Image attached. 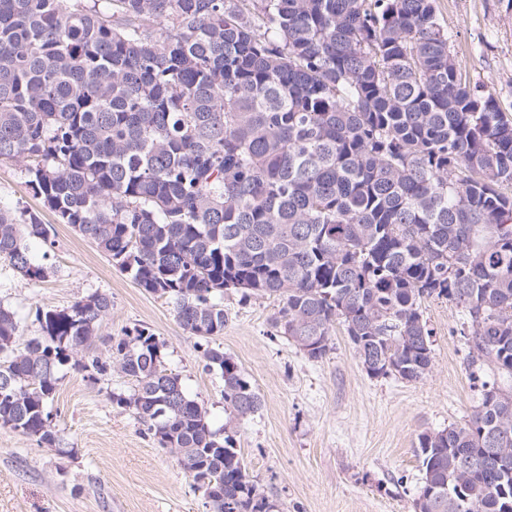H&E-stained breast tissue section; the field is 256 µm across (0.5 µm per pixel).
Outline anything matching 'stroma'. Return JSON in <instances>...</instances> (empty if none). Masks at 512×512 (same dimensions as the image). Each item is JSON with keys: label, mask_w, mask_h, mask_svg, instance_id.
<instances>
[{"label": "stroma", "mask_w": 512, "mask_h": 512, "mask_svg": "<svg viewBox=\"0 0 512 512\" xmlns=\"http://www.w3.org/2000/svg\"><path fill=\"white\" fill-rule=\"evenodd\" d=\"M451 49L471 82L512 105V0H436ZM23 163L0 161V208L38 214L49 240L29 239L46 269L32 280L0 262V305L15 311L18 344L39 334L36 308L69 307L95 292L112 308L91 353L108 360L113 342L136 327L164 345L165 363L187 393L225 430L275 512H413L422 486L418 436L463 422L482 383L512 388L490 367L472 371L460 329L465 316L442 299L423 304L433 331L431 373L417 382L368 376L343 329L320 360L308 359L274 326L275 299L226 292L224 333L216 339L258 392L262 407L236 420L224 409V381L205 370L202 342L179 324L172 300L139 288L94 244L58 223L28 187ZM116 371L99 379L64 367L51 404L68 448L56 455L34 439L0 429V512H209L173 454L145 434L111 395L130 392Z\"/></svg>", "instance_id": "35a3bbf8"}]
</instances>
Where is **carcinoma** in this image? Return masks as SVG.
Wrapping results in <instances>:
<instances>
[{"label":"carcinoma","instance_id":"obj_1","mask_svg":"<svg viewBox=\"0 0 512 512\" xmlns=\"http://www.w3.org/2000/svg\"><path fill=\"white\" fill-rule=\"evenodd\" d=\"M168 27L159 32L155 21ZM60 224L184 330L224 334V292L274 298L275 326L311 360L343 328L366 373L408 382L433 367L425 299L470 324V364L512 376V113L457 66L435 0H0V161ZM35 213L0 209V261L41 279ZM111 297L36 310L17 344L0 306V428L60 455L62 368L132 378L131 409L210 512H270L231 439L134 329L112 364L78 354ZM205 368L224 407L259 394L220 347ZM414 512H512V390L482 383L469 419L418 435Z\"/></svg>","mask_w":512,"mask_h":512}]
</instances>
